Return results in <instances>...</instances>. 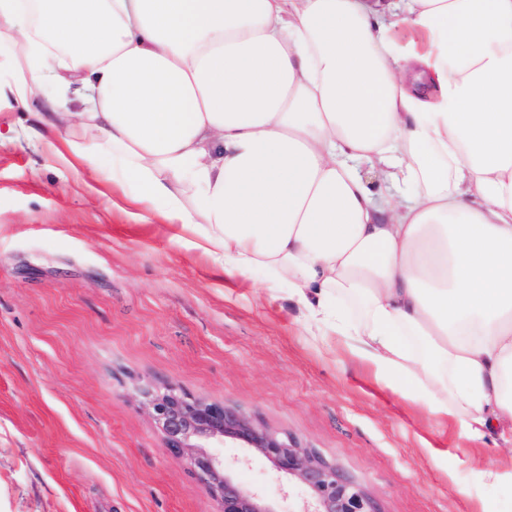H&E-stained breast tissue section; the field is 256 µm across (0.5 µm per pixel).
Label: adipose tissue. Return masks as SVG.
Returning a JSON list of instances; mask_svg holds the SVG:
<instances>
[{"label": "adipose tissue", "mask_w": 512, "mask_h": 512, "mask_svg": "<svg viewBox=\"0 0 512 512\" xmlns=\"http://www.w3.org/2000/svg\"><path fill=\"white\" fill-rule=\"evenodd\" d=\"M0 39L76 174L512 433V0H0Z\"/></svg>", "instance_id": "1"}]
</instances>
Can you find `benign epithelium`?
Wrapping results in <instances>:
<instances>
[{
    "mask_svg": "<svg viewBox=\"0 0 512 512\" xmlns=\"http://www.w3.org/2000/svg\"><path fill=\"white\" fill-rule=\"evenodd\" d=\"M140 395L169 453L181 458L191 451V470L221 502V512H279L273 503L247 491L226 472L218 449L229 440L255 450L278 471L298 479L308 492L301 512H378L364 490L335 464L238 410L207 403L171 384L143 388Z\"/></svg>",
    "mask_w": 512,
    "mask_h": 512,
    "instance_id": "benign-epithelium-1",
    "label": "benign epithelium"
}]
</instances>
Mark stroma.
<instances>
[{"mask_svg":"<svg viewBox=\"0 0 512 512\" xmlns=\"http://www.w3.org/2000/svg\"><path fill=\"white\" fill-rule=\"evenodd\" d=\"M35 123L0 103V512H219L138 394L162 383L290 435L378 512H512V440L467 438L341 337L313 340L287 294L227 283L31 141ZM223 453L244 487L297 512L301 483L258 452Z\"/></svg>","mask_w":512,"mask_h":512,"instance_id":"35a3bbf8","label":"stroma"}]
</instances>
